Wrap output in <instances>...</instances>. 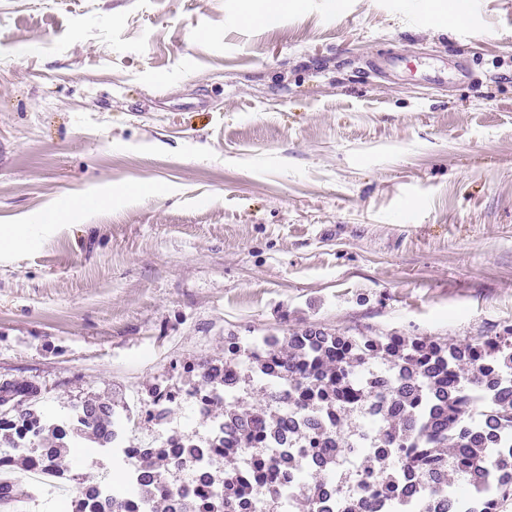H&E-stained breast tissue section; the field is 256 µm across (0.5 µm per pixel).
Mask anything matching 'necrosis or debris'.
Returning a JSON list of instances; mask_svg holds the SVG:
<instances>
[{"instance_id":"1","label":"necrosis or debris","mask_w":512,"mask_h":512,"mask_svg":"<svg viewBox=\"0 0 512 512\" xmlns=\"http://www.w3.org/2000/svg\"><path fill=\"white\" fill-rule=\"evenodd\" d=\"M249 346L251 358L270 364L262 377L282 414L293 421L305 413L299 394L274 362V338L270 335L235 337L224 347V368L233 379L230 389L213 385L188 386L170 378L148 391H134L120 402L112 417V440L104 448L86 449L83 470L59 473L44 444L52 434L72 443L81 426V415L72 409L62 417L34 410L32 419L20 420L11 410H0V424L11 430L12 442L0 447V483L25 485L29 495L12 503L13 512H30L43 498L80 502L83 512H152L155 497L166 498L173 512H287L286 497L305 494L304 471L317 467L333 444L327 434L305 433L300 440L273 442L259 432L241 436L227 431L223 420H207L215 399L241 395L248 382L239 355ZM350 449L337 455L334 469L323 484L324 499L333 512H344L347 503L367 500L366 512H383L392 500L405 496L408 486L388 482L379 474L362 471L361 442L351 438ZM168 454L169 470L142 483L139 466L152 453ZM25 454L29 463L16 469L12 460ZM122 473L127 489L112 491L114 473ZM248 483L256 495L247 506L231 499L229 483Z\"/></svg>"}]
</instances>
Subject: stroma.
Returning a JSON list of instances; mask_svg holds the SVG:
<instances>
[{"mask_svg":"<svg viewBox=\"0 0 512 512\" xmlns=\"http://www.w3.org/2000/svg\"><path fill=\"white\" fill-rule=\"evenodd\" d=\"M465 2L0 0V383L62 413L230 332L511 327L512 0ZM30 240L29 224L0 226V253L10 252L26 245Z\"/></svg>","mask_w":512,"mask_h":512,"instance_id":"obj_1","label":"stroma"}]
</instances>
